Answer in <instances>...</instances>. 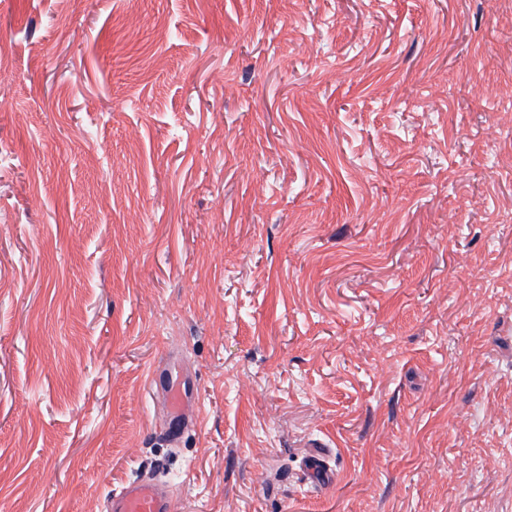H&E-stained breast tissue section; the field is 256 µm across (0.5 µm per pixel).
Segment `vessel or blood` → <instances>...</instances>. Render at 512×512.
Listing matches in <instances>:
<instances>
[{
  "instance_id": "b4317fda",
  "label": "vessel or blood",
  "mask_w": 512,
  "mask_h": 512,
  "mask_svg": "<svg viewBox=\"0 0 512 512\" xmlns=\"http://www.w3.org/2000/svg\"><path fill=\"white\" fill-rule=\"evenodd\" d=\"M149 385L163 399L167 420L162 436L168 444H178L187 428L195 423L191 412L199 400L196 380L171 360L150 375ZM307 475L317 484H329L336 478L319 453L310 456ZM104 512H178V506L169 485L146 476L126 484L119 494L107 499Z\"/></svg>"
}]
</instances>
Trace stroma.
Listing matches in <instances>:
<instances>
[{"mask_svg":"<svg viewBox=\"0 0 512 512\" xmlns=\"http://www.w3.org/2000/svg\"><path fill=\"white\" fill-rule=\"evenodd\" d=\"M0 68V512H499L512 0H0ZM149 385L162 395L163 411L167 417L162 436L168 444L177 445L187 428L195 423L190 413L199 400L196 379L186 373L178 362L169 360L150 375ZM307 475L310 481L317 484L332 483L337 477V474L335 475L326 467L321 453L310 456L307 464ZM105 512H178L176 495L173 489L146 476L129 482L119 494L107 499Z\"/></svg>","mask_w":512,"mask_h":512,"instance_id":"35a3bbf8","label":"stroma"}]
</instances>
